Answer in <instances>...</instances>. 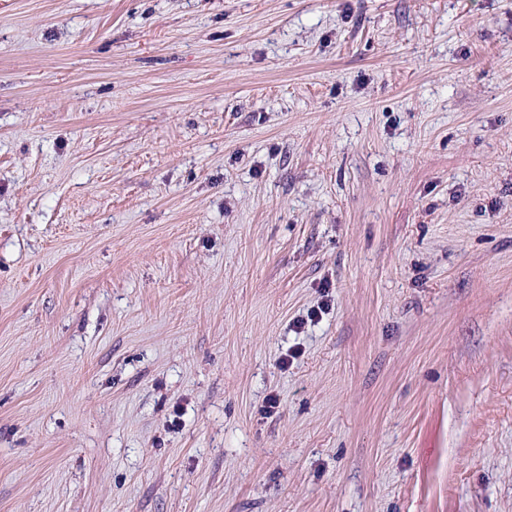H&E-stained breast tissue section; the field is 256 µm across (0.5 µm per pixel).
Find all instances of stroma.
Returning a JSON list of instances; mask_svg holds the SVG:
<instances>
[{
	"instance_id": "stroma-1",
	"label": "stroma",
	"mask_w": 512,
	"mask_h": 512,
	"mask_svg": "<svg viewBox=\"0 0 512 512\" xmlns=\"http://www.w3.org/2000/svg\"><path fill=\"white\" fill-rule=\"evenodd\" d=\"M0 512H512V0H0Z\"/></svg>"
}]
</instances>
